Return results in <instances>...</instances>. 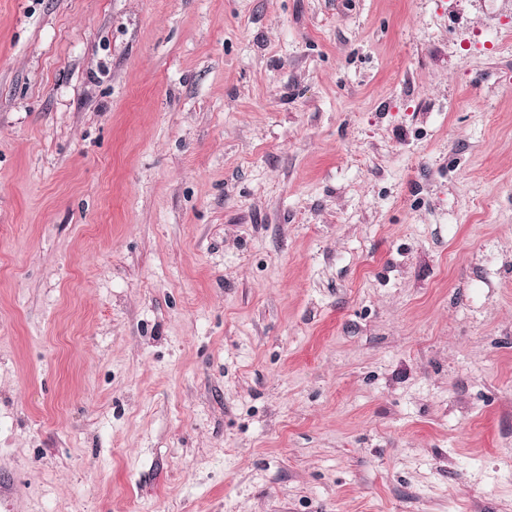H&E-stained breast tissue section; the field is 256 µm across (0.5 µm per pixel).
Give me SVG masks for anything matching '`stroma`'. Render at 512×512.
I'll return each instance as SVG.
<instances>
[{
  "label": "stroma",
  "instance_id": "1",
  "mask_svg": "<svg viewBox=\"0 0 512 512\" xmlns=\"http://www.w3.org/2000/svg\"><path fill=\"white\" fill-rule=\"evenodd\" d=\"M0 512H512V0H0Z\"/></svg>",
  "mask_w": 512,
  "mask_h": 512
}]
</instances>
